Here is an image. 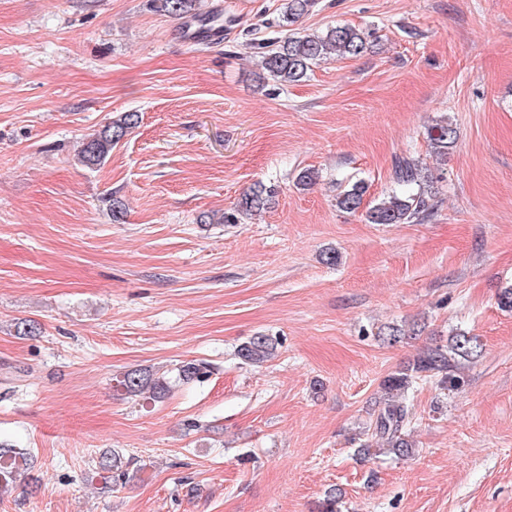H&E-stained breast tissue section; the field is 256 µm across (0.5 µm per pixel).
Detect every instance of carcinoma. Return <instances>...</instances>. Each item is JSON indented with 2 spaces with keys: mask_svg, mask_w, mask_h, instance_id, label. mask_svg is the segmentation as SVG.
I'll return each mask as SVG.
<instances>
[{
  "mask_svg": "<svg viewBox=\"0 0 512 512\" xmlns=\"http://www.w3.org/2000/svg\"><path fill=\"white\" fill-rule=\"evenodd\" d=\"M156 11L184 21L185 26L198 24L202 27L221 24V15L215 12L201 13L197 0H150ZM316 0H286L279 26L289 28V33L264 46L261 68L272 80L280 83L302 81L316 62L330 58H355L368 49L372 33L348 24H336L320 33H308L295 27L310 14ZM139 115L125 112L104 125L83 144L80 162L94 168L102 165L112 147L118 144L131 129L135 128ZM428 137L435 153L443 156L454 147L457 131L446 119L433 125ZM393 182L397 189L387 198L366 211L371 224H408L420 218L429 208L434 181L429 170L410 157H398L393 164ZM367 185L359 180L336 196V207L347 213L357 212L364 201ZM274 198V190L261 182L250 187L232 211L224 214L223 222L236 224L240 218L256 215L267 210ZM277 342L272 337L257 333L242 343L238 356L252 365L268 361L275 353ZM482 347L475 336L459 332L446 345H436L420 351L412 362L388 375L382 383L383 396L374 410L370 425V439L360 444L358 453L368 455L376 449L398 459L413 456V445L408 439L407 428L413 413L406 403V395L417 381H433L443 390H454L461 385V367L481 355ZM208 364L183 361L176 367L175 380L182 383L199 381L207 376ZM117 387L130 397L148 395L156 402L164 400L171 390V383L146 368L126 371L117 380ZM131 461L117 450L101 454L97 469L112 474L119 482L130 479ZM33 467L29 453L8 443L0 442V495L12 487L16 476Z\"/></svg>",
  "mask_w": 512,
  "mask_h": 512,
  "instance_id": "carcinoma-1",
  "label": "carcinoma"
}]
</instances>
